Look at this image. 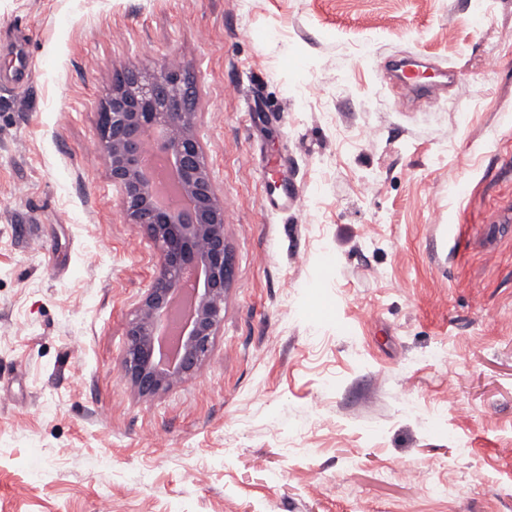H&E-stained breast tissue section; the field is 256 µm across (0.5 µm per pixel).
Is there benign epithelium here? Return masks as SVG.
I'll return each instance as SVG.
<instances>
[{
  "label": "benign epithelium",
  "mask_w": 512,
  "mask_h": 512,
  "mask_svg": "<svg viewBox=\"0 0 512 512\" xmlns=\"http://www.w3.org/2000/svg\"><path fill=\"white\" fill-rule=\"evenodd\" d=\"M194 81L163 65L145 72L132 61L112 77V93L98 112L100 141L107 171L119 191L124 223L142 229L154 243L158 265L126 330L123 373L142 396L168 391L197 374L212 353L214 337L224 324V302L233 269L226 243L224 200L205 162L195 111ZM176 166L179 188L190 202L185 209L161 208L153 201L146 177L153 144ZM204 270L202 287L184 326V340L174 356L160 359L161 321L189 286L191 274Z\"/></svg>",
  "instance_id": "1"
}]
</instances>
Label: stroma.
Wrapping results in <instances>:
<instances>
[{
    "instance_id": "1",
    "label": "stroma",
    "mask_w": 512,
    "mask_h": 512,
    "mask_svg": "<svg viewBox=\"0 0 512 512\" xmlns=\"http://www.w3.org/2000/svg\"><path fill=\"white\" fill-rule=\"evenodd\" d=\"M412 54L447 93L380 79ZM132 61L199 87L235 264L153 398L97 128ZM0 512H512V0H0Z\"/></svg>"
}]
</instances>
